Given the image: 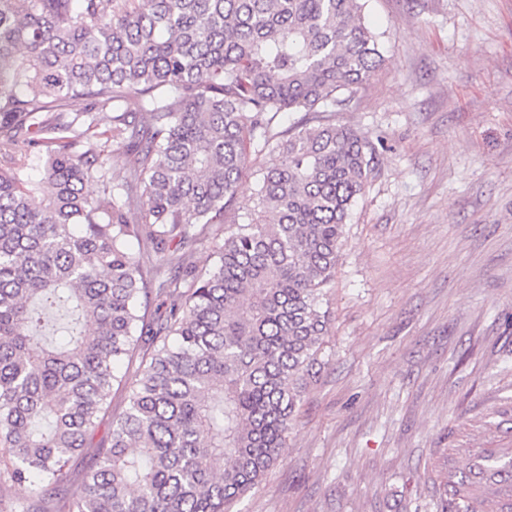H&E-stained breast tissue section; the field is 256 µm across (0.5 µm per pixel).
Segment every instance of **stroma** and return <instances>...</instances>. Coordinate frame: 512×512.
Masks as SVG:
<instances>
[{"instance_id":"35a3bbf8","label":"stroma","mask_w":512,"mask_h":512,"mask_svg":"<svg viewBox=\"0 0 512 512\" xmlns=\"http://www.w3.org/2000/svg\"><path fill=\"white\" fill-rule=\"evenodd\" d=\"M365 15L383 62L335 120L385 149L282 461L234 512H436L448 472L512 448V0H367ZM141 360L118 368L69 488Z\"/></svg>"}]
</instances>
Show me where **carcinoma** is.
Listing matches in <instances>:
<instances>
[{"mask_svg":"<svg viewBox=\"0 0 512 512\" xmlns=\"http://www.w3.org/2000/svg\"><path fill=\"white\" fill-rule=\"evenodd\" d=\"M364 6L0 0V145L21 146L0 151V472L45 488L14 512H231L279 460L375 170L374 142L333 119L382 63ZM287 110L304 118L283 133ZM111 146L132 157L117 186ZM261 155L255 208L230 220ZM204 237L199 270L186 257ZM139 341L128 407L71 492L63 471ZM507 480L512 453L480 455L445 477L441 512Z\"/></svg>","mask_w":512,"mask_h":512,"instance_id":"cac0c4a2","label":"carcinoma"}]
</instances>
